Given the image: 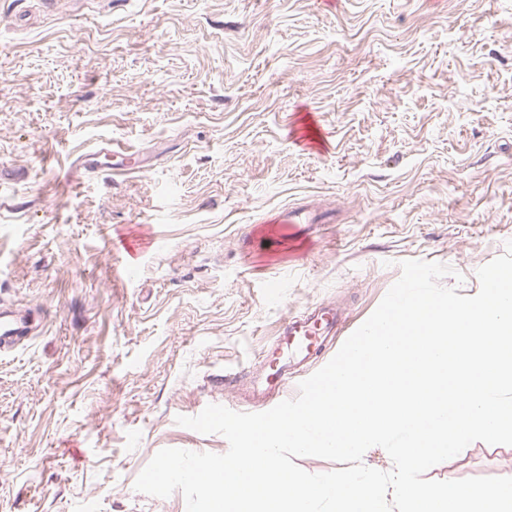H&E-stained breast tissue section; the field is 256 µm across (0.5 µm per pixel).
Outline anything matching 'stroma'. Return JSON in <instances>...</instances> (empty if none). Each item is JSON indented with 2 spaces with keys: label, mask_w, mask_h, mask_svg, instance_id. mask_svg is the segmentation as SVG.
I'll return each instance as SVG.
<instances>
[{
  "label": "stroma",
  "mask_w": 512,
  "mask_h": 512,
  "mask_svg": "<svg viewBox=\"0 0 512 512\" xmlns=\"http://www.w3.org/2000/svg\"><path fill=\"white\" fill-rule=\"evenodd\" d=\"M104 139L138 171L78 173ZM510 240L512 0H0V512H186L135 479L228 450L175 418L241 411L285 318L349 336L407 259L475 295ZM273 223L279 224L289 232L298 229L296 224H312L313 219L305 209L288 208L278 212Z\"/></svg>",
  "instance_id": "stroma-1"
}]
</instances>
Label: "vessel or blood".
I'll return each mask as SVG.
<instances>
[{
	"label": "vessel or blood",
	"mask_w": 512,
	"mask_h": 512,
	"mask_svg": "<svg viewBox=\"0 0 512 512\" xmlns=\"http://www.w3.org/2000/svg\"><path fill=\"white\" fill-rule=\"evenodd\" d=\"M112 156L113 169L121 171L134 170L133 160L136 156L132 148L104 147L78 156L77 166L85 172L95 174L102 168L101 159ZM338 322L335 309L319 308L302 318L289 317L282 324L278 344L273 351L274 367L266 373L267 391L263 396L267 406H275L283 389L291 378L290 369L295 358H305L317 352L324 341L326 333L333 330Z\"/></svg>",
	"instance_id": "vessel-or-blood-1"
}]
</instances>
